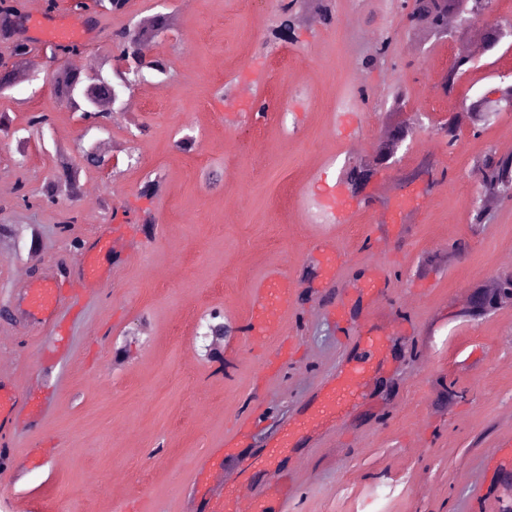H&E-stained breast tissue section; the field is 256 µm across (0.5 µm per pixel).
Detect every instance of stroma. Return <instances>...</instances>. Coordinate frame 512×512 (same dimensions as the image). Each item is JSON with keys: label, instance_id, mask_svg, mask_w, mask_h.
I'll return each instance as SVG.
<instances>
[{"label": "stroma", "instance_id": "1", "mask_svg": "<svg viewBox=\"0 0 512 512\" xmlns=\"http://www.w3.org/2000/svg\"><path fill=\"white\" fill-rule=\"evenodd\" d=\"M285 0H130L125 14L94 19L79 58L112 68L113 30L158 12L176 17L152 47L167 75H147L104 132L85 131L55 100L46 60L0 94L11 133L0 132V355L18 389L47 410L0 436V512H208L212 495L189 480L202 458L250 423L236 459L262 455L288 415L311 408L342 359L359 357L364 331L387 333L358 403L336 427L302 433L279 458L281 503L261 469L237 491L268 512H512V305L465 317L475 287L511 270L512 200L489 224L472 226L477 160L512 154V110L462 132L455 148L432 124L449 104L512 83V48L474 55L453 96L435 85L464 39L512 20V0H493L460 38L409 29L402 0H332L331 23L303 19L293 40L271 41ZM385 54H378L380 42ZM410 99L391 109L398 89ZM351 96L355 106L337 104ZM270 104L253 119L254 99ZM50 124L32 132L28 119ZM417 132L396 161L377 168L369 196L417 200L401 224L345 189L344 175L371 155L391 123ZM194 146L180 148L183 137ZM114 155L84 172L94 198L57 197L44 187L79 146ZM434 152L447 178L433 190L404 183ZM162 175L146 196V177ZM324 208L314 223L311 202ZM354 208L340 223L338 207ZM156 224L144 234L139 219ZM70 231H62L63 221ZM80 247H72V240ZM464 242L463 252L452 253ZM344 258L334 287L312 252ZM95 256L98 291L84 292ZM384 271L382 301L362 288ZM295 282L283 333L248 334L254 284L272 268ZM56 288L51 321L24 310L28 282ZM228 328L211 351L212 315Z\"/></svg>", "mask_w": 512, "mask_h": 512}]
</instances>
